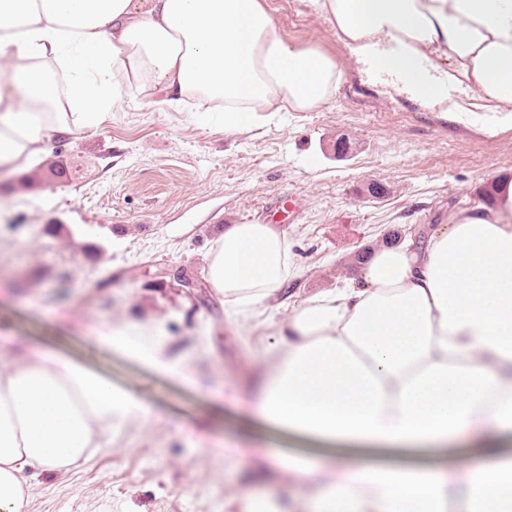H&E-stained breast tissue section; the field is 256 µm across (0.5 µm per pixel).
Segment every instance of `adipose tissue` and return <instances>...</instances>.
Wrapping results in <instances>:
<instances>
[{
  "label": "adipose tissue",
  "instance_id": "adipose-tissue-1",
  "mask_svg": "<svg viewBox=\"0 0 512 512\" xmlns=\"http://www.w3.org/2000/svg\"><path fill=\"white\" fill-rule=\"evenodd\" d=\"M390 92L445 115L491 112L512 127V0H307ZM0 170L18 172L52 138H80L122 91L194 97L224 128L263 112H305L341 71L283 37L263 0H0ZM359 278L279 316L296 277L287 234L233 224L206 280L241 330L262 317L252 411L259 423L328 447L322 461L258 449L275 497L225 486L239 512H512V180L448 223L370 248ZM113 349L192 381L146 325L110 328ZM150 414L132 394L41 348L0 368V512H26L33 481L88 463L106 433ZM468 443L452 471L349 464L333 446L418 451Z\"/></svg>",
  "mask_w": 512,
  "mask_h": 512
}]
</instances>
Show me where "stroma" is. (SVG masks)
Listing matches in <instances>:
<instances>
[{
	"mask_svg": "<svg viewBox=\"0 0 512 512\" xmlns=\"http://www.w3.org/2000/svg\"><path fill=\"white\" fill-rule=\"evenodd\" d=\"M288 42L333 57L342 79L308 112L261 113L256 129L225 131L196 100L181 108L123 94L96 128L52 140L30 164L66 177L22 189L0 178V355L35 345L105 375L152 408L153 421L114 436L78 472L40 474L27 512H237L225 482L252 485L254 450L307 453L285 433L252 422L249 392L275 326L241 334L208 288L205 256L225 228L260 222L286 232L302 269L283 309L354 277V257L390 230L444 224L512 178V131L495 135L406 98L383 94L331 25L305 0H264ZM351 153L337 158V136ZM387 187L368 198L370 180ZM60 222L71 237L46 233ZM102 245L87 259L86 243ZM175 270L187 288H162ZM145 322L166 336L195 380L186 382L116 352L106 324ZM235 375L237 387L224 385ZM239 443L235 458L225 441ZM372 465L453 468L476 448L418 455L337 447Z\"/></svg>",
	"mask_w": 512,
	"mask_h": 512,
	"instance_id": "stroma-1",
	"label": "stroma"
}]
</instances>
